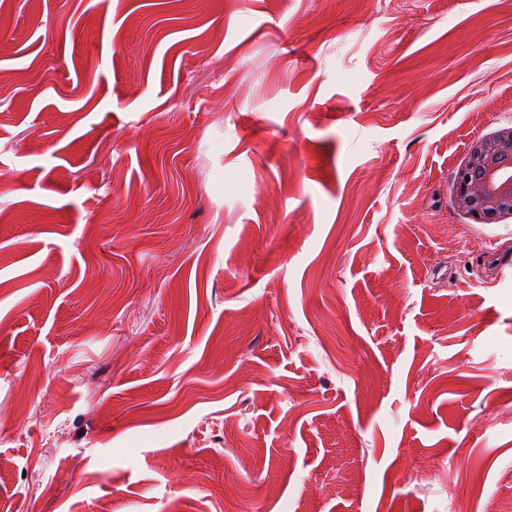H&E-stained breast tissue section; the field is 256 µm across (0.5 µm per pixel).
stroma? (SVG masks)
Returning a JSON list of instances; mask_svg holds the SVG:
<instances>
[{"label": "stroma", "mask_w": 512, "mask_h": 512, "mask_svg": "<svg viewBox=\"0 0 512 512\" xmlns=\"http://www.w3.org/2000/svg\"><path fill=\"white\" fill-rule=\"evenodd\" d=\"M512 0H0V512H512ZM452 205L480 224L512 220V124L471 142Z\"/></svg>", "instance_id": "1"}]
</instances>
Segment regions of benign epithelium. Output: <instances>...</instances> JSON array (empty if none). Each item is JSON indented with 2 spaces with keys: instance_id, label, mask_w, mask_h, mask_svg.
Returning <instances> with one entry per match:
<instances>
[{
  "instance_id": "obj_1",
  "label": "benign epithelium",
  "mask_w": 512,
  "mask_h": 512,
  "mask_svg": "<svg viewBox=\"0 0 512 512\" xmlns=\"http://www.w3.org/2000/svg\"><path fill=\"white\" fill-rule=\"evenodd\" d=\"M452 205L480 224L512 219V125L471 142Z\"/></svg>"
}]
</instances>
